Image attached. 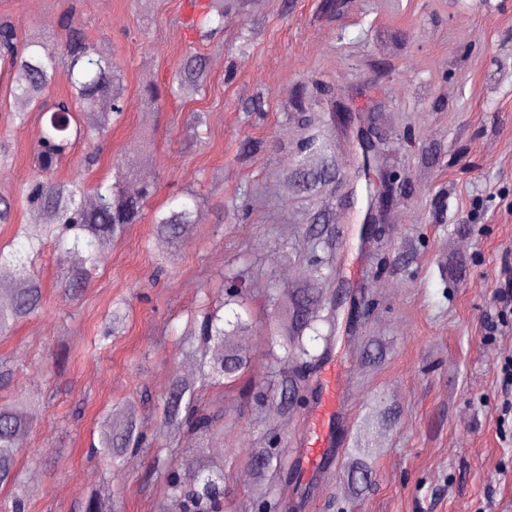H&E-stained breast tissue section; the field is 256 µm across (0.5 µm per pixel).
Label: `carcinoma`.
<instances>
[{
  "label": "carcinoma",
  "mask_w": 512,
  "mask_h": 512,
  "mask_svg": "<svg viewBox=\"0 0 512 512\" xmlns=\"http://www.w3.org/2000/svg\"><path fill=\"white\" fill-rule=\"evenodd\" d=\"M254 0H207L202 25L207 33L223 27L224 13L234 10L250 26L258 24L252 12ZM0 68L7 77L11 98L7 124L26 125L33 111L46 116L43 134L35 151L38 178L22 185L20 198L38 220L17 225L18 248L0 247V267L12 274V282L0 283V334H7L23 319L37 312L43 303L42 283L34 274V264L46 245L62 254L67 270L61 276L62 288H83L92 278L101 257L130 224L143 218L145 202L152 195L146 182L133 187L138 165L149 164L153 157L143 151L136 161L116 163L112 179L100 180L93 187L95 201L86 203L88 186L75 176L52 181L68 154L82 141L104 140L112 132V123L124 112L125 85L120 68L112 57L89 43L75 25H67V37L60 49L48 47L39 37L22 41L8 20H0ZM206 61L200 55L180 60L173 68L168 94L175 98L192 97L203 89ZM65 81L69 95L54 99L47 94L55 84ZM94 113V121L85 123L83 113ZM201 217V197L195 192L172 198L167 208L154 215V244L165 253L175 251ZM321 302L313 288L273 290L266 295V315H282L279 347L284 355L271 351L273 361L285 357L311 368L318 361L307 341L326 339L320 324L325 319L313 314ZM244 306L239 292L227 293L224 303L207 310L202 319L190 322L188 335L197 341L190 356L198 365L203 387L228 384L248 372V356L235 347L232 339L250 333L255 318L250 310L234 312L227 319L222 308ZM127 321L125 303L112 305L97 344L123 332ZM296 381L284 371L275 374L276 401L290 403L288 395ZM161 425L170 432L186 431L196 437L207 436L224 427V412L211 411L202 404L192 384L177 379L160 398ZM29 403L20 397L0 405V485L14 488L11 498L0 500V512H24L27 491L16 468L18 437L31 427ZM144 439L137 428L135 409L116 407L99 421L98 444L93 452L112 468L122 466L128 451L142 448ZM250 466L257 471L282 472V462L274 448H253ZM152 469L166 479L168 490L179 502L180 512H224V464L200 453L189 455L185 467L175 464L172 451L158 448ZM283 498L271 491L255 505L257 512H278ZM84 512H122L117 494L96 493L88 498Z\"/></svg>",
  "instance_id": "cac0c4a2"
}]
</instances>
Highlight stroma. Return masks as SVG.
Returning <instances> with one entry per match:
<instances>
[{
  "mask_svg": "<svg viewBox=\"0 0 512 512\" xmlns=\"http://www.w3.org/2000/svg\"><path fill=\"white\" fill-rule=\"evenodd\" d=\"M326 0H257L263 19L251 33L234 11L224 29L201 38L185 0H0V18L20 38L64 41L70 14L89 40L121 68L127 106L95 166L78 144L58 179L87 185L149 140L153 161L139 179L157 189L156 208L177 191L203 192V217L170 259L151 247L150 219L113 240L94 280L79 292L57 288L65 269L46 250L37 265L44 306L0 336V360L15 367L0 403L36 401L18 443L26 512H78L111 485L123 512H178L153 474L154 450L168 445L160 411L140 392L161 394L189 364L177 345L186 320L222 296L224 279L242 291L318 287L330 342H311L319 367L299 378V403L255 405L240 386L209 388L223 407L224 431L198 441L224 461L227 512H251L258 480L248 449L275 439L285 461L305 463L313 433L332 437L314 486L289 487L297 512H512V412H504L500 368L512 358V0H349L327 15ZM205 57L204 92L188 101L146 105L145 82L166 89L183 56ZM320 80L345 100L356 125L383 107L381 167L396 175L388 221L362 240L367 181L361 149L340 133L327 104L287 106L298 88ZM266 95L263 111L241 100ZM204 113L196 124L191 113ZM44 120L6 129L13 154L0 171V196L14 197L36 177L34 149ZM258 150L240 159L245 142ZM324 143L336 177L309 179L320 163L309 142ZM319 248L304 236L321 212ZM330 275L318 281L317 263ZM130 304L124 332L94 351L113 301ZM336 372L344 392L334 417H317L318 391ZM134 404L150 445L122 468L88 457L103 412Z\"/></svg>",
  "mask_w": 512,
  "mask_h": 512,
  "instance_id": "1",
  "label": "stroma"
}]
</instances>
